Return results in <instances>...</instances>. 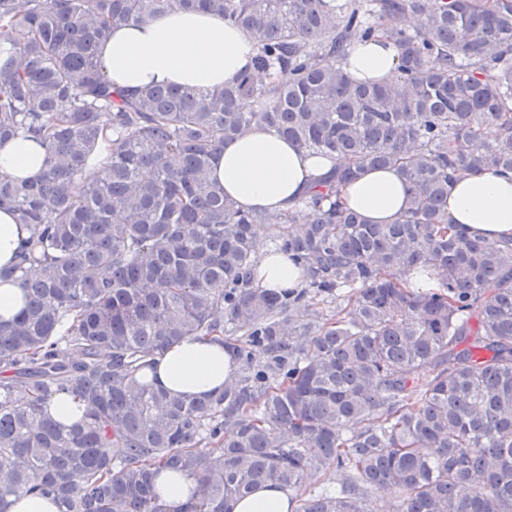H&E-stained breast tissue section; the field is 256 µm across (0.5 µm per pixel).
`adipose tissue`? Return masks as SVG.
<instances>
[{"instance_id":"obj_1","label":"adipose tissue","mask_w":512,"mask_h":512,"mask_svg":"<svg viewBox=\"0 0 512 512\" xmlns=\"http://www.w3.org/2000/svg\"><path fill=\"white\" fill-rule=\"evenodd\" d=\"M100 56L114 87L149 85L223 86L255 57L250 36L222 16L198 12L165 15L140 24L114 26ZM399 58L383 38L351 45L345 69L362 82L387 83L399 75ZM46 150L19 137L0 145V174L17 179L37 175ZM330 166L307 156L265 127L225 144L210 169L211 181L246 210L272 213L293 209L311 195ZM344 206L370 223H393L405 210L407 187L391 169L366 170L341 190ZM448 220L489 241L512 236V177L492 171L464 174L448 193ZM263 288H300L304 272L287 254H264L254 276ZM237 361L217 340L189 337L158 356L154 383L172 395L201 397L223 389Z\"/></svg>"}]
</instances>
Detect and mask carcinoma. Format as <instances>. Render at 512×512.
<instances>
[{
	"mask_svg": "<svg viewBox=\"0 0 512 512\" xmlns=\"http://www.w3.org/2000/svg\"><path fill=\"white\" fill-rule=\"evenodd\" d=\"M191 9L249 32L253 69L210 90L114 88L98 56L112 28ZM376 36L399 56L385 85L342 67ZM255 125L336 161L297 205L308 223L210 181ZM20 132L48 162L0 175V209L31 226L0 270L26 301L0 322V512L19 493L173 512L162 469L199 483L183 512H232L267 482L292 512H373L377 493L395 512H512V238L447 214L462 174L512 173V0H0V144ZM369 168L408 187L394 224L342 205ZM265 224L285 225L303 288L254 285ZM418 269L438 287H410ZM191 336L224 341L233 378L199 398L154 388L152 357ZM56 394L83 408L68 429L44 412Z\"/></svg>",
	"mask_w": 512,
	"mask_h": 512,
	"instance_id": "obj_1",
	"label": "carcinoma"
}]
</instances>
